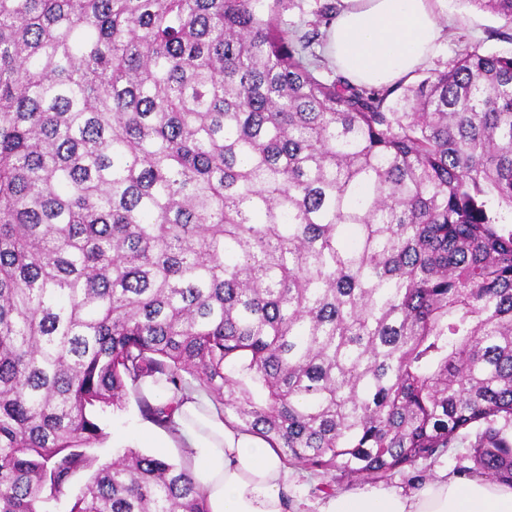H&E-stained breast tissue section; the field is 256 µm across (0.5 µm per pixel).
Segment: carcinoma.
<instances>
[{"instance_id": "cac0c4a2", "label": "carcinoma", "mask_w": 512, "mask_h": 512, "mask_svg": "<svg viewBox=\"0 0 512 512\" xmlns=\"http://www.w3.org/2000/svg\"><path fill=\"white\" fill-rule=\"evenodd\" d=\"M279 3L0 0V512L89 471L68 512H208L190 461L93 452L96 407L184 372L312 472L476 428L512 485V54L330 80L300 29L337 4Z\"/></svg>"}]
</instances>
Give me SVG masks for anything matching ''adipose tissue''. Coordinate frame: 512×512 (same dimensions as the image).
<instances>
[{
	"label": "adipose tissue",
	"mask_w": 512,
	"mask_h": 512,
	"mask_svg": "<svg viewBox=\"0 0 512 512\" xmlns=\"http://www.w3.org/2000/svg\"><path fill=\"white\" fill-rule=\"evenodd\" d=\"M330 44L357 84L390 85L426 61L442 36L437 0H342ZM174 420L209 512H290L279 449L232 424L205 396L172 390ZM319 512H512V486L440 472L404 491L372 487L325 498Z\"/></svg>",
	"instance_id": "obj_1"
}]
</instances>
